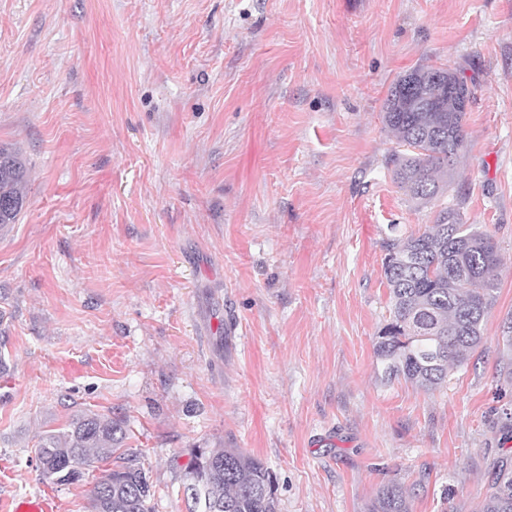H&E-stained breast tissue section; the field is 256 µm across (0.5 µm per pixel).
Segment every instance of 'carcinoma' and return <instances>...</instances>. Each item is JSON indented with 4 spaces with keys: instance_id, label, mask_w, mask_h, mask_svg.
I'll return each mask as SVG.
<instances>
[{
    "instance_id": "obj_1",
    "label": "carcinoma",
    "mask_w": 512,
    "mask_h": 512,
    "mask_svg": "<svg viewBox=\"0 0 512 512\" xmlns=\"http://www.w3.org/2000/svg\"><path fill=\"white\" fill-rule=\"evenodd\" d=\"M473 98L463 73L434 65L411 70L389 88L382 123L406 151L392 153L388 165L411 199L426 203L453 179ZM26 177L20 153L0 145V228L18 220ZM383 248L393 315L378 332L374 354L384 374L435 389L447 382L448 366L464 364L484 340L497 290V244L452 208L421 232L388 237ZM125 438L121 421L82 412L67 427L40 436L41 474L55 484H75L84 480V465L110 460L112 468L91 490L90 512H154L155 492L135 452L121 449ZM188 486L197 496L185 499L186 512H277L270 472L239 448L197 450L185 467L182 487ZM367 512H411L409 496L385 485ZM476 512H512V468L499 466Z\"/></svg>"
}]
</instances>
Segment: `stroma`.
Here are the masks:
<instances>
[{
  "mask_svg": "<svg viewBox=\"0 0 512 512\" xmlns=\"http://www.w3.org/2000/svg\"><path fill=\"white\" fill-rule=\"evenodd\" d=\"M475 84L452 185L393 182L388 89L421 65ZM0 144L29 169L0 230V496L89 512L104 468L43 480L40 433L119 417L186 512L198 448H240L278 512H474L512 386V0H0ZM502 265L483 343L435 391L387 379L382 242L441 211ZM368 512H411L409 496L396 485L381 487L367 506Z\"/></svg>",
  "mask_w": 512,
  "mask_h": 512,
  "instance_id": "35a3bbf8",
  "label": "stroma"
}]
</instances>
